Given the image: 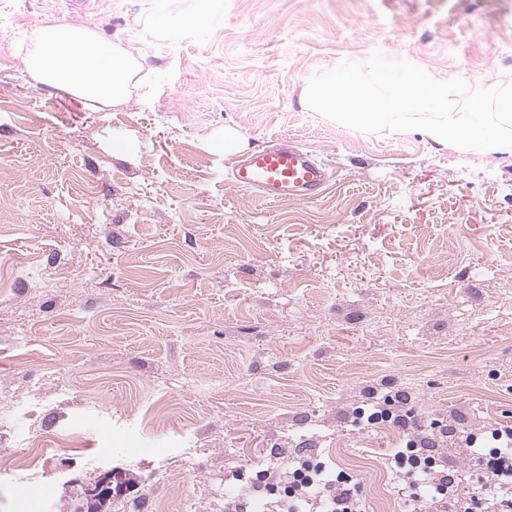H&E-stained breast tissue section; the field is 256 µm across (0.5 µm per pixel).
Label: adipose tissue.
I'll list each match as a JSON object with an SVG mask.
<instances>
[{"mask_svg": "<svg viewBox=\"0 0 512 512\" xmlns=\"http://www.w3.org/2000/svg\"><path fill=\"white\" fill-rule=\"evenodd\" d=\"M32 41L33 50L25 60L32 83L55 87L98 111L127 98L135 62L94 32L47 24L35 28Z\"/></svg>", "mask_w": 512, "mask_h": 512, "instance_id": "obj_1", "label": "adipose tissue"}]
</instances>
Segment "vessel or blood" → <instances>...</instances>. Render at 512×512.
<instances>
[{"instance_id":"obj_1","label":"vessel or blood","mask_w":512,"mask_h":512,"mask_svg":"<svg viewBox=\"0 0 512 512\" xmlns=\"http://www.w3.org/2000/svg\"><path fill=\"white\" fill-rule=\"evenodd\" d=\"M230 177L268 203L312 201L329 181L328 167L312 152L285 141L266 145L235 158Z\"/></svg>"}]
</instances>
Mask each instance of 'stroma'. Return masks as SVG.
<instances>
[{
  "mask_svg": "<svg viewBox=\"0 0 512 512\" xmlns=\"http://www.w3.org/2000/svg\"><path fill=\"white\" fill-rule=\"evenodd\" d=\"M0 0V512H67L103 471L110 512H227L238 472L297 453L400 512L402 436L353 412L401 395L436 455L512 425V154L364 133L303 90L344 61L413 57L434 80L512 85V0ZM90 28L153 80L94 112L31 85V29ZM296 141L330 165L313 202L234 185L221 143ZM49 452L19 466L32 436Z\"/></svg>",
  "mask_w": 512,
  "mask_h": 512,
  "instance_id": "35a3bbf8",
  "label": "stroma"
}]
</instances>
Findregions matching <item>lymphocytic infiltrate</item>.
Masks as SVG:
<instances>
[{
	"label": "lymphocytic infiltrate",
	"instance_id": "obj_1",
	"mask_svg": "<svg viewBox=\"0 0 512 512\" xmlns=\"http://www.w3.org/2000/svg\"><path fill=\"white\" fill-rule=\"evenodd\" d=\"M358 415L373 424L393 423L408 434L392 457L404 512H512V425L492 428L490 446L477 448L483 477L461 500L455 495L457 476L431 451L427 423L406 408L400 396L385 397L370 409H359ZM284 489L288 512H300L304 505L315 512H367L359 481L341 470L328 476L321 463L293 470Z\"/></svg>",
	"mask_w": 512,
	"mask_h": 512
}]
</instances>
